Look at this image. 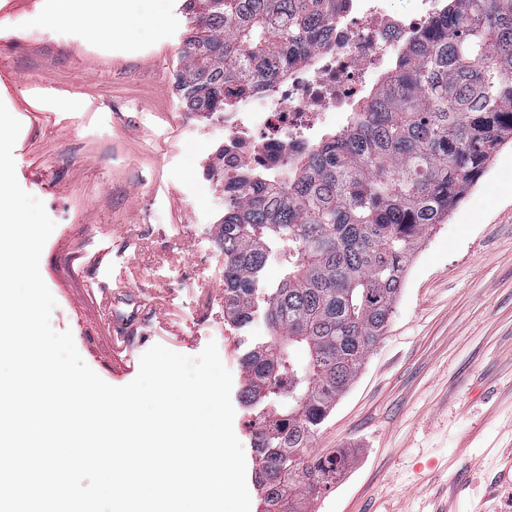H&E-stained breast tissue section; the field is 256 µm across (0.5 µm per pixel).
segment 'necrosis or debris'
Masks as SVG:
<instances>
[{
	"mask_svg": "<svg viewBox=\"0 0 512 512\" xmlns=\"http://www.w3.org/2000/svg\"><path fill=\"white\" fill-rule=\"evenodd\" d=\"M441 0H346L329 35L305 62L288 69L269 92L224 108V173L245 157L269 167L294 162L331 126L348 124L402 48L428 35Z\"/></svg>",
	"mask_w": 512,
	"mask_h": 512,
	"instance_id": "4bbe7bcc",
	"label": "necrosis or debris"
}]
</instances>
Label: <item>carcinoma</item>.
Segmentation results:
<instances>
[{
    "label": "carcinoma",
    "instance_id": "carcinoma-1",
    "mask_svg": "<svg viewBox=\"0 0 512 512\" xmlns=\"http://www.w3.org/2000/svg\"><path fill=\"white\" fill-rule=\"evenodd\" d=\"M343 2L183 0V108L209 118L270 90ZM509 136L512 0H444L434 32L396 57L350 126L288 168L239 162L217 240L224 313L242 327L260 312L271 329L242 357L264 512H301L345 468L338 450L310 456L314 436L384 334L424 236ZM238 182L249 188L236 195ZM272 258L284 275L266 288Z\"/></svg>",
    "mask_w": 512,
    "mask_h": 512
}]
</instances>
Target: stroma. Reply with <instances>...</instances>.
<instances>
[{
    "instance_id": "1",
    "label": "stroma",
    "mask_w": 512,
    "mask_h": 512,
    "mask_svg": "<svg viewBox=\"0 0 512 512\" xmlns=\"http://www.w3.org/2000/svg\"><path fill=\"white\" fill-rule=\"evenodd\" d=\"M65 0H0V101L22 129L20 186L55 229L41 259L51 325L105 382L123 386L160 344L216 342L233 379L246 479L258 470L241 358L263 315L224 313V191L206 171L222 119L176 91L182 0H121L112 22ZM135 343L119 350L123 324ZM512 448V142L415 251L389 326L310 448L343 450L331 492L306 512H512L498 473Z\"/></svg>"
}]
</instances>
